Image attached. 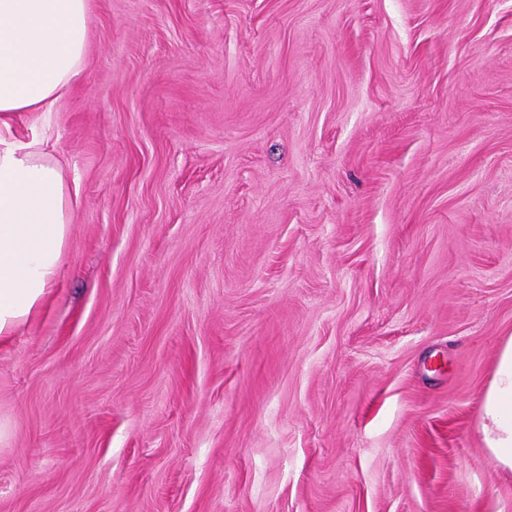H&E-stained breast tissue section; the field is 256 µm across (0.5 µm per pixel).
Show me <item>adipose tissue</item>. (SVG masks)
I'll return each mask as SVG.
<instances>
[{
	"mask_svg": "<svg viewBox=\"0 0 512 512\" xmlns=\"http://www.w3.org/2000/svg\"><path fill=\"white\" fill-rule=\"evenodd\" d=\"M88 0H0V343L47 301L72 223L61 163L15 123L54 111L85 64ZM491 462L512 471V336L480 407Z\"/></svg>",
	"mask_w": 512,
	"mask_h": 512,
	"instance_id": "obj_1",
	"label": "adipose tissue"
}]
</instances>
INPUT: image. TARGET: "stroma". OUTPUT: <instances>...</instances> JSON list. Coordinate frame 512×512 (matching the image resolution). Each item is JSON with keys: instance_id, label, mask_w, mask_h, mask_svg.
Listing matches in <instances>:
<instances>
[{"instance_id": "1", "label": "stroma", "mask_w": 512, "mask_h": 512, "mask_svg": "<svg viewBox=\"0 0 512 512\" xmlns=\"http://www.w3.org/2000/svg\"><path fill=\"white\" fill-rule=\"evenodd\" d=\"M88 5L0 512H512V0ZM480 430L489 459L512 471V336L501 345L480 407Z\"/></svg>"}]
</instances>
